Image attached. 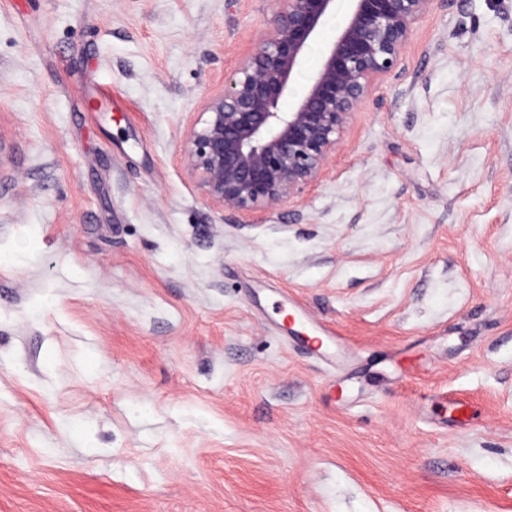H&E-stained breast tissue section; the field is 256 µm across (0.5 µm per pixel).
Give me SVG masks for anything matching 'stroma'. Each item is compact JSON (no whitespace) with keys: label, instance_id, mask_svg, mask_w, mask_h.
I'll list each match as a JSON object with an SVG mask.
<instances>
[{"label":"stroma","instance_id":"stroma-1","mask_svg":"<svg viewBox=\"0 0 512 512\" xmlns=\"http://www.w3.org/2000/svg\"><path fill=\"white\" fill-rule=\"evenodd\" d=\"M274 10L0 7V512H512V0L246 217L181 145Z\"/></svg>","mask_w":512,"mask_h":512}]
</instances>
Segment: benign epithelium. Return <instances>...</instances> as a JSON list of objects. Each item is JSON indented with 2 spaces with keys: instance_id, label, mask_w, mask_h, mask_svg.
<instances>
[{
  "instance_id": "1",
  "label": "benign epithelium",
  "mask_w": 512,
  "mask_h": 512,
  "mask_svg": "<svg viewBox=\"0 0 512 512\" xmlns=\"http://www.w3.org/2000/svg\"><path fill=\"white\" fill-rule=\"evenodd\" d=\"M299 82L336 0H275L273 28L187 125L189 175L217 209L250 214L315 182L370 84L389 73L430 0H346Z\"/></svg>"
}]
</instances>
